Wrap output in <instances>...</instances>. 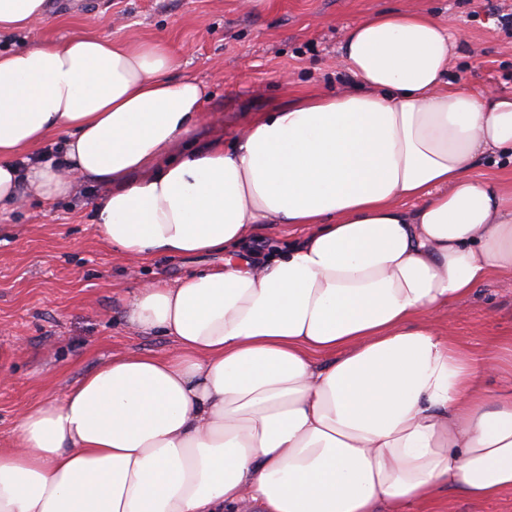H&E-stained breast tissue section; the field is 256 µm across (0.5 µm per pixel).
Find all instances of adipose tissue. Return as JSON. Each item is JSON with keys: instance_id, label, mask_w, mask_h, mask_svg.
Instances as JSON below:
<instances>
[{"instance_id": "1", "label": "adipose tissue", "mask_w": 512, "mask_h": 512, "mask_svg": "<svg viewBox=\"0 0 512 512\" xmlns=\"http://www.w3.org/2000/svg\"><path fill=\"white\" fill-rule=\"evenodd\" d=\"M0 0V34L47 18ZM447 20L400 8L344 28L352 81L194 140L205 85L158 41L91 34L0 53V211L85 178L128 261L223 265L129 300L164 357L112 358L24 412L0 448V512H406L512 493L501 346L474 360L433 321L512 276V94L449 76ZM58 156L24 160L50 139ZM262 224L307 235L262 257ZM471 175L475 178L494 179L503 184L512 183V165L507 163H495V159L483 160L476 166Z\"/></svg>"}]
</instances>
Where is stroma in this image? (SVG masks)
Listing matches in <instances>:
<instances>
[{"label":"stroma","mask_w":512,"mask_h":512,"mask_svg":"<svg viewBox=\"0 0 512 512\" xmlns=\"http://www.w3.org/2000/svg\"><path fill=\"white\" fill-rule=\"evenodd\" d=\"M49 19L0 36V51L91 30L118 40L165 42L176 72L206 84L195 137L230 139L254 114L348 80L342 29L399 6L452 19V80L475 92L512 93V0H49ZM101 186L84 182L68 199H29L0 215V445L19 416L63 399L75 382L112 357L167 355L171 338L127 321L137 282L170 283L223 264L222 255L154 257L131 264L93 225ZM443 332L474 356L512 340V278L493 276L439 312Z\"/></svg>","instance_id":"1"}]
</instances>
